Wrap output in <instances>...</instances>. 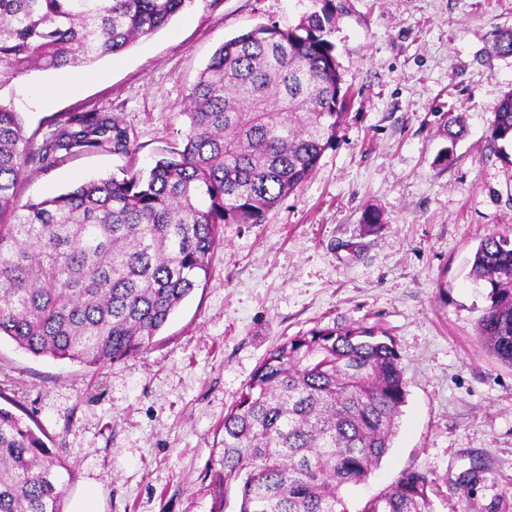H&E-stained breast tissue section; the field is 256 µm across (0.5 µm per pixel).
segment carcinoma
<instances>
[{
  "mask_svg": "<svg viewBox=\"0 0 512 512\" xmlns=\"http://www.w3.org/2000/svg\"><path fill=\"white\" fill-rule=\"evenodd\" d=\"M192 0H0V89L31 69L88 67L166 26ZM287 30L258 26L215 50L189 94L182 145L148 174L86 181L18 202L32 161L19 113L0 103V336L34 356L101 366L148 349L208 276L226 224H261L336 141L347 92L330 40L336 0ZM494 50L512 57V31ZM37 154L135 151L95 110L65 113ZM491 138L512 141V91ZM472 276L489 288L479 336L512 365V239L485 236ZM406 382L395 342L373 327L315 326L273 348L224 414V493L239 512H348L391 445ZM59 457L0 406V512H61ZM407 470L362 512H433Z\"/></svg>",
  "mask_w": 512,
  "mask_h": 512,
  "instance_id": "obj_1",
  "label": "carcinoma"
}]
</instances>
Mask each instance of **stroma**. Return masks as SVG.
Returning a JSON list of instances; mask_svg holds the SVG:
<instances>
[{
    "mask_svg": "<svg viewBox=\"0 0 512 512\" xmlns=\"http://www.w3.org/2000/svg\"><path fill=\"white\" fill-rule=\"evenodd\" d=\"M336 60L351 106L315 174L261 224L225 225L209 275L147 350L86 368L0 339V393L64 462L71 496L95 482L105 512H238L225 494L224 413L266 354L314 326L364 324L396 343L406 402L387 454L345 494L349 512L407 469L434 512H512V366L483 346L487 288L470 273L489 232L512 238V144L491 121L512 90V0H336ZM315 0H192L170 23L84 68L28 71L0 88L40 147L62 113L98 110L134 153L29 165L19 202L150 169L180 145L188 95L225 41L286 30ZM69 85L48 100L31 87ZM464 131L450 139L448 115ZM378 212L380 227L366 228ZM472 493L455 482L471 468Z\"/></svg>",
    "mask_w": 512,
    "mask_h": 512,
    "instance_id": "stroma-1",
    "label": "stroma"
}]
</instances>
